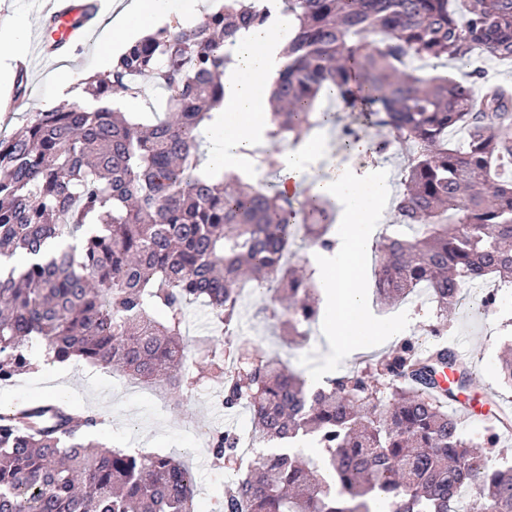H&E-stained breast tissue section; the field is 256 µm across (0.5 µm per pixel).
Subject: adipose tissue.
I'll return each mask as SVG.
<instances>
[{"instance_id":"ef3b65f1","label":"adipose tissue","mask_w":512,"mask_h":512,"mask_svg":"<svg viewBox=\"0 0 512 512\" xmlns=\"http://www.w3.org/2000/svg\"><path fill=\"white\" fill-rule=\"evenodd\" d=\"M158 6V0H127L117 13L103 15L97 39L100 69H111L128 44L161 25L164 17ZM282 45V28L273 24L252 31L232 49L233 61L221 77L224 98L212 110L206 128L215 144L206 162L211 171L250 176L244 163L267 139L270 125L262 107L285 62ZM322 150L318 140L306 138L278 156L283 181L303 182L306 196L330 198L336 203V246L333 252H318L311 261L328 343L324 364L307 378L313 387L359 350L395 339L402 327L398 320L375 321L365 308L367 284L361 263L372 244L373 223L381 219L391 196L384 173L375 167L359 169L338 161L329 177L302 180L307 163Z\"/></svg>"}]
</instances>
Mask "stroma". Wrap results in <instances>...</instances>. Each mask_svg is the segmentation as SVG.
Returning <instances> with one entry per match:
<instances>
[{
	"label": "stroma",
	"instance_id": "stroma-1",
	"mask_svg": "<svg viewBox=\"0 0 512 512\" xmlns=\"http://www.w3.org/2000/svg\"><path fill=\"white\" fill-rule=\"evenodd\" d=\"M96 34H89L81 48L68 62L53 60L36 67L28 76L29 101L12 112H0V133L10 134L23 126L31 113L45 110L55 92L53 76L67 66L81 72L96 69ZM322 108L336 112V122L319 127L318 132L333 154H340V140L347 129L358 128L373 140L386 139V128L363 124L354 113L338 110L332 99L321 102ZM479 297L470 303L458 304L448 317L449 336L469 337L470 353L466 362L475 378L466 393L479 401L497 397L512 406V388L504 386L497 370L504 344L512 343V296L503 295L499 307L490 315L476 312ZM273 294L255 297L245 293L241 308L240 339L266 354L278 357L295 371L310 372L321 358V334H312L303 348L288 347L280 328L258 316L262 305H274ZM374 319L403 318V335L421 345L436 344V337L427 335L428 324L436 316V305L427 292H419L393 306L371 304ZM37 367L21 373L12 382L0 385V407L28 402L40 397L60 394L84 408L101 412L107 423L97 440L108 448H138L145 452L175 456L188 465L196 476L195 512H217L221 495L234 480L231 471L214 466L207 445L194 442L192 431L197 427L250 429V413L238 409L227 413L217 408L214 392L202 389L191 401L179 400L163 381H136L128 384L127 373L115 369H88L71 363H48L40 351L31 354Z\"/></svg>",
	"mask_w": 512,
	"mask_h": 512
}]
</instances>
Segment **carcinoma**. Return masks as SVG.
<instances>
[{"label":"carcinoma","mask_w":512,"mask_h":512,"mask_svg":"<svg viewBox=\"0 0 512 512\" xmlns=\"http://www.w3.org/2000/svg\"><path fill=\"white\" fill-rule=\"evenodd\" d=\"M288 16L286 63L269 101L274 141L298 140L331 119L321 95L389 130L375 151L401 150L398 223L411 237L382 238L375 295L386 305L427 288L437 316L463 287L489 277L512 286V90L493 88L475 53L512 60V0H224L185 26L173 21L131 44L112 71L88 76L86 110L65 103L0 136V382L32 365L39 341L53 362L117 365L165 379L181 397L215 387L225 409L247 401L252 440L281 447L237 466L238 439L217 432L210 451L240 475L220 512H512V467L472 448L435 396V374L471 371L446 348L403 339L388 354L307 388L238 335L242 286L274 289L276 320L291 342L318 320L312 275L288 263L292 200L236 175L202 172L201 133L224 97L221 75L237 39ZM409 58L450 59L458 76L400 68ZM148 78L165 93L145 124L121 111ZM464 133L463 143L448 138ZM305 234L332 249L325 202L307 201ZM203 301L217 335L186 362L185 306ZM103 415L46 401L0 413V512H193L195 480L180 460L105 450ZM505 417L482 443L498 445ZM313 435L325 449L315 474L290 452Z\"/></svg>","instance_id":"carcinoma-1"}]
</instances>
